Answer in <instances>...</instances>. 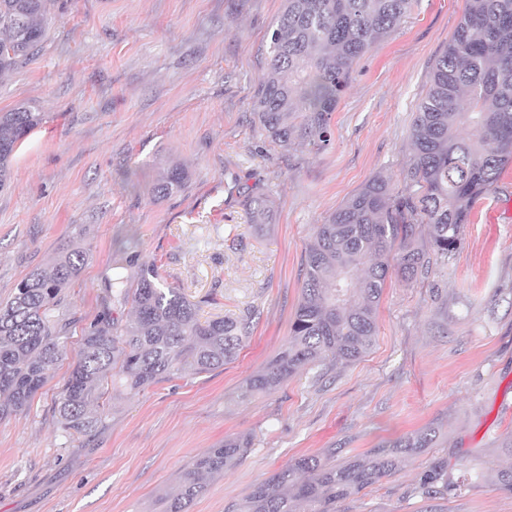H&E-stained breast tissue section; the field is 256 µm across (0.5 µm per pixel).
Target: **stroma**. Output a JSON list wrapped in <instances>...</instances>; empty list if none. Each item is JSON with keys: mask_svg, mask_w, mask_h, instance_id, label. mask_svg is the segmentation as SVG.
<instances>
[{"mask_svg": "<svg viewBox=\"0 0 512 512\" xmlns=\"http://www.w3.org/2000/svg\"><path fill=\"white\" fill-rule=\"evenodd\" d=\"M285 0H67L32 60L0 77V112L27 103L43 122L0 189V302L60 248L87 251L51 316L68 354L24 411L0 421V512H161L185 469L227 437L252 451L208 478L190 512H228L302 455L337 460L424 427L434 447L336 503L335 512H512L491 481L512 465V165L474 206L458 250L406 281L388 278L377 334L358 362L326 360L240 398L286 344L316 225L373 177L401 188L416 106L465 0H414L405 23L354 67L319 148L284 150L254 117L272 26ZM185 185L150 187L167 171ZM240 186L265 185L273 224L256 234ZM199 302V320L251 316L237 358L140 392L111 388L101 423L77 438L55 401L105 284L133 277L132 252ZM447 466L456 487L425 492ZM184 181V172L178 167L171 168L154 183L152 192L160 196L168 195L174 190L180 189L184 185ZM421 485L428 492L448 494L453 490L454 482L448 477L447 467L438 464L424 472Z\"/></svg>", "mask_w": 512, "mask_h": 512, "instance_id": "obj_1", "label": "stroma"}]
</instances>
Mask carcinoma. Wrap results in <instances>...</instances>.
I'll use <instances>...</instances> for the list:
<instances>
[{
  "label": "carcinoma",
  "instance_id": "obj_1",
  "mask_svg": "<svg viewBox=\"0 0 512 512\" xmlns=\"http://www.w3.org/2000/svg\"><path fill=\"white\" fill-rule=\"evenodd\" d=\"M413 0H286L269 42V64L256 100L267 138L288 149L298 142L325 147L331 118L352 79L353 65L400 28ZM54 0H0V76L34 55L46 36ZM22 105L0 112V189L10 185V158L43 120ZM413 155L398 192L371 179L316 227L301 274V300L288 342L240 389L243 398L274 389L299 369L330 357L349 364L373 345L377 311L390 270L404 280L428 271L429 254L448 257L461 243L474 204L512 164V0H467L448 47L435 59L430 85L411 127ZM174 167L152 192L184 185ZM249 223L266 224L269 199L246 191ZM427 230V245L419 243ZM86 261L79 248H62L30 272L0 302V420L29 407L67 355L69 323L51 307ZM137 276L105 285L106 307L84 330L77 360L55 401L62 430L84 436L101 422L109 386L141 390L185 371L207 372L237 357L252 319H198V307L179 288L160 284L156 263L139 261ZM131 303L133 317L112 315ZM438 439L428 428L379 444L340 464L301 456L257 485L232 512H332L336 502L378 482L402 459ZM253 438L218 442L165 497L164 512H188L205 490L204 477L247 456ZM427 491L446 494L454 482L435 465L422 475Z\"/></svg>",
  "mask_w": 512,
  "mask_h": 512
}]
</instances>
